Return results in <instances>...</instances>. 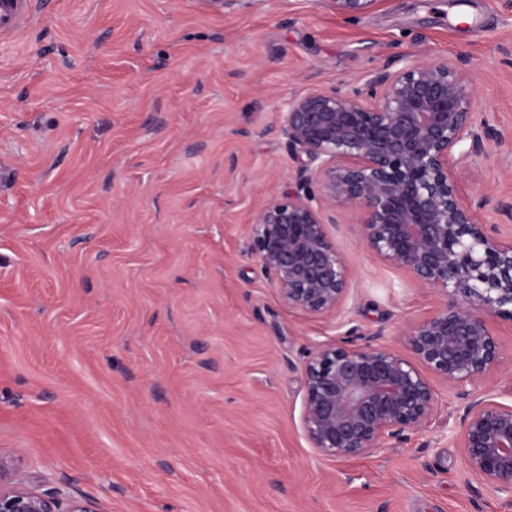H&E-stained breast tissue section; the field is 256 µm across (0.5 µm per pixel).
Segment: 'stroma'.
I'll return each mask as SVG.
<instances>
[{"label":"stroma","instance_id":"1","mask_svg":"<svg viewBox=\"0 0 512 512\" xmlns=\"http://www.w3.org/2000/svg\"><path fill=\"white\" fill-rule=\"evenodd\" d=\"M512 0H38L0 32V449L27 485L94 512H512L448 429L318 457L300 425L318 344L409 325L439 294L329 229L340 314L284 306L250 220L296 186L289 96L363 83L390 58L467 56L499 137L462 163L487 223L512 204Z\"/></svg>","mask_w":512,"mask_h":512}]
</instances>
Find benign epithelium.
Listing matches in <instances>:
<instances>
[{
  "instance_id": "1",
  "label": "benign epithelium",
  "mask_w": 512,
  "mask_h": 512,
  "mask_svg": "<svg viewBox=\"0 0 512 512\" xmlns=\"http://www.w3.org/2000/svg\"><path fill=\"white\" fill-rule=\"evenodd\" d=\"M343 14L378 0H329ZM474 73L454 60L392 58L349 93L314 88L288 99L281 127L306 156L300 188L270 198L251 220V254L290 309L336 312L347 300V267L330 240L336 208L361 211L360 234L378 259L406 270L445 301L407 332L426 368L376 343L344 337L311 350L303 365L301 427L330 460L372 455L429 426L440 379L462 410L452 439L470 474L512 495V404L475 389L497 370L512 377L491 322H512V231L488 224L482 203L465 200L459 165L483 152L493 130L477 126ZM0 512H95L82 500L65 511L20 477V460L0 450Z\"/></svg>"
}]
</instances>
